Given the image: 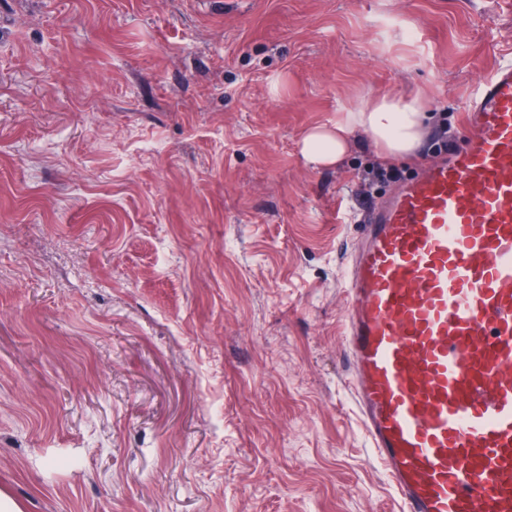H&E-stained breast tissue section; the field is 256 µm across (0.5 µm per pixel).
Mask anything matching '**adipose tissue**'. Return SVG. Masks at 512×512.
Listing matches in <instances>:
<instances>
[{
  "instance_id": "1",
  "label": "adipose tissue",
  "mask_w": 512,
  "mask_h": 512,
  "mask_svg": "<svg viewBox=\"0 0 512 512\" xmlns=\"http://www.w3.org/2000/svg\"><path fill=\"white\" fill-rule=\"evenodd\" d=\"M430 118L422 97L378 96L342 108L332 125L309 130L301 140V157L313 166L338 163L360 133L382 157L401 159L415 154Z\"/></svg>"
}]
</instances>
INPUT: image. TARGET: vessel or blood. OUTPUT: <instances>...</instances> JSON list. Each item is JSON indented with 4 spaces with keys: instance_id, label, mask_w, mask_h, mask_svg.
<instances>
[{
    "instance_id": "vessel-or-blood-1",
    "label": "vessel or blood",
    "mask_w": 512,
    "mask_h": 512,
    "mask_svg": "<svg viewBox=\"0 0 512 512\" xmlns=\"http://www.w3.org/2000/svg\"><path fill=\"white\" fill-rule=\"evenodd\" d=\"M470 134L366 217L348 386L400 512H512V62Z\"/></svg>"
}]
</instances>
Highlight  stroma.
Wrapping results in <instances>:
<instances>
[{
	"mask_svg": "<svg viewBox=\"0 0 512 512\" xmlns=\"http://www.w3.org/2000/svg\"><path fill=\"white\" fill-rule=\"evenodd\" d=\"M512 0H0V497L397 512L345 380L359 207L467 139ZM418 93L396 179L337 112Z\"/></svg>",
	"mask_w": 512,
	"mask_h": 512,
	"instance_id": "35a3bbf8",
	"label": "stroma"
}]
</instances>
